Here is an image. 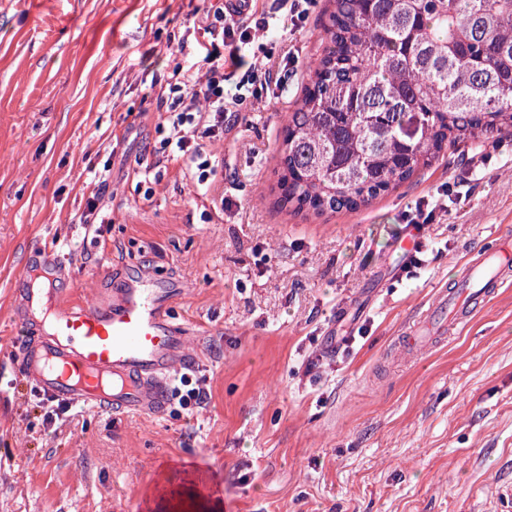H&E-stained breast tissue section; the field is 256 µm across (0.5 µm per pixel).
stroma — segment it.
I'll list each match as a JSON object with an SVG mask.
<instances>
[{
  "instance_id": "1",
  "label": "stroma",
  "mask_w": 512,
  "mask_h": 512,
  "mask_svg": "<svg viewBox=\"0 0 512 512\" xmlns=\"http://www.w3.org/2000/svg\"><path fill=\"white\" fill-rule=\"evenodd\" d=\"M209 0H0V512H494L512 481V287L394 370L408 320L487 237L512 230V134L460 148L356 212L278 204L282 126L318 54L331 0L304 28H275L299 52L214 148L215 215L182 163L144 182L163 138L149 96L175 66ZM110 165L95 228L79 223L92 177ZM453 186L403 279L402 215ZM61 253L67 293L94 298L129 262L184 293L205 408L112 415L47 403L13 371L14 302L27 247ZM315 370H308L311 361Z\"/></svg>"
}]
</instances>
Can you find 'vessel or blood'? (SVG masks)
<instances>
[{"label":"vessel or blood","mask_w":512,"mask_h":512,"mask_svg":"<svg viewBox=\"0 0 512 512\" xmlns=\"http://www.w3.org/2000/svg\"><path fill=\"white\" fill-rule=\"evenodd\" d=\"M511 240L497 234L470 254L456 287L439 290L424 317L408 323L393 366L416 364L512 283V265L502 260ZM69 273L58 254L30 247L31 287L17 304L15 373L46 397L87 409L163 415L175 374L189 363V332L169 315L173 292L130 281L92 300L47 299L43 282Z\"/></svg>","instance_id":"vessel-or-blood-1"}]
</instances>
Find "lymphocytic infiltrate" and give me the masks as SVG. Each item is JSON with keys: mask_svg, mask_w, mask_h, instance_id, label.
Masks as SVG:
<instances>
[{"mask_svg": "<svg viewBox=\"0 0 512 512\" xmlns=\"http://www.w3.org/2000/svg\"><path fill=\"white\" fill-rule=\"evenodd\" d=\"M312 4L313 0H276L271 6L267 0H243L242 5H219L194 19L187 33L199 50L200 63L175 67L156 93L164 137L153 151V166L180 159L194 167L197 184L208 182L214 172L210 147L235 128L234 116L246 108L250 86H284L285 73L297 60L291 51L275 56L261 43V34L274 21H305ZM258 52L277 59V67L256 65L253 57ZM237 70L242 73L238 80L233 77ZM437 210L436 204L423 198L402 216L415 239L413 252L401 267L406 277H414L422 265L425 231Z\"/></svg>", "mask_w": 512, "mask_h": 512, "instance_id": "obj_1", "label": "lymphocytic infiltrate"}]
</instances>
